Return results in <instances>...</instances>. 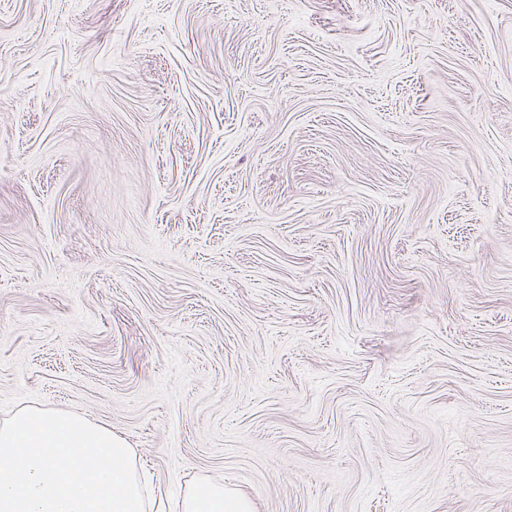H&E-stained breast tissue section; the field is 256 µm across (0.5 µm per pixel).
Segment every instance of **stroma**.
Here are the masks:
<instances>
[{
    "mask_svg": "<svg viewBox=\"0 0 512 512\" xmlns=\"http://www.w3.org/2000/svg\"><path fill=\"white\" fill-rule=\"evenodd\" d=\"M175 500L512 512V0H0V423ZM180 512H253L254 505L246 496L224 486L201 483L178 501Z\"/></svg>",
    "mask_w": 512,
    "mask_h": 512,
    "instance_id": "stroma-1",
    "label": "stroma"
}]
</instances>
